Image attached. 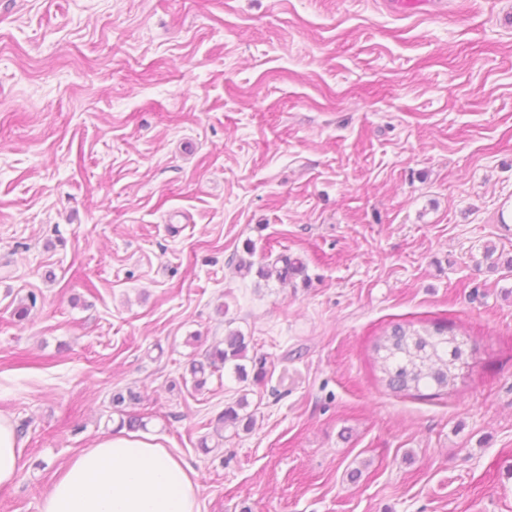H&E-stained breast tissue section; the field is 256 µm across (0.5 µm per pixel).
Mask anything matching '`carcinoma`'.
Returning a JSON list of instances; mask_svg holds the SVG:
<instances>
[{"label":"carcinoma","instance_id":"cac0c4a2","mask_svg":"<svg viewBox=\"0 0 512 512\" xmlns=\"http://www.w3.org/2000/svg\"><path fill=\"white\" fill-rule=\"evenodd\" d=\"M277 279L288 283L302 266L286 256H279L272 262ZM467 342L454 334H448V326L433 323L419 329L411 323H397L391 330L377 338L373 344L374 362L382 373V381L399 395L422 394L424 390L437 393L448 392L455 381L464 376L470 368L476 348L466 349ZM266 362L249 356V341L238 330H230L224 340L210 347L204 360H193L189 374L193 387L201 389L208 375L224 367L231 371L240 382L248 380L262 382L266 377ZM249 407L247 394L224 407L217 419L216 433L226 427L251 429L253 417L246 412Z\"/></svg>","mask_w":512,"mask_h":512}]
</instances>
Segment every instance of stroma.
<instances>
[{
	"label": "stroma",
	"mask_w": 512,
	"mask_h": 512,
	"mask_svg": "<svg viewBox=\"0 0 512 512\" xmlns=\"http://www.w3.org/2000/svg\"><path fill=\"white\" fill-rule=\"evenodd\" d=\"M511 257L512 0H0V512L125 415L201 512H512ZM426 322L477 359L394 394L372 343ZM231 330L265 382L194 389ZM282 263L281 267H277L278 263ZM269 265H272L276 272L277 279L282 284H288V279H290L297 271L302 269V266L296 262L292 261L287 256H278L271 264L267 266H261L258 270V275L262 278H266L269 275ZM247 395V393H243L235 402L224 407V411L217 419L216 433L219 437L223 438L221 431L226 427H232L234 429L242 427L244 431L251 429L253 425L252 414L247 412L241 413L242 411H246L247 407L250 405ZM23 428L16 431L13 422L0 415V490L13 488L23 468V443L18 437Z\"/></svg>",
	"instance_id": "1"
}]
</instances>
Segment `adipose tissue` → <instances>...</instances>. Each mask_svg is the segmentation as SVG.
Wrapping results in <instances>:
<instances>
[{
    "mask_svg": "<svg viewBox=\"0 0 512 512\" xmlns=\"http://www.w3.org/2000/svg\"><path fill=\"white\" fill-rule=\"evenodd\" d=\"M23 468V443L0 415V490ZM40 512H200L194 471L151 433L101 437L82 449L42 498Z\"/></svg>",
    "mask_w": 512,
    "mask_h": 512,
    "instance_id": "adipose-tissue-1",
    "label": "adipose tissue"
}]
</instances>
